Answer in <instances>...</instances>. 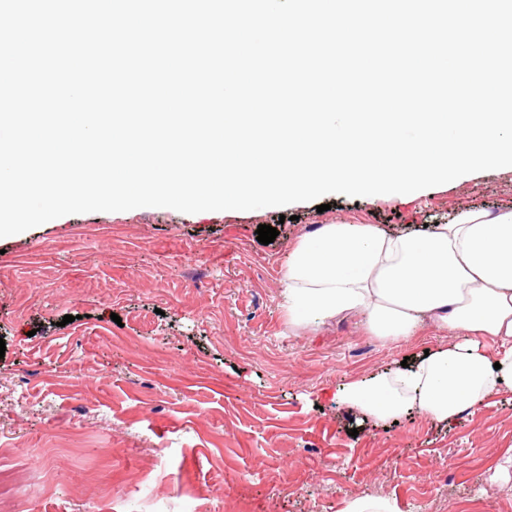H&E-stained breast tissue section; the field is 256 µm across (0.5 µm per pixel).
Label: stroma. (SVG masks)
I'll use <instances>...</instances> for the list:
<instances>
[{
	"label": "stroma",
	"mask_w": 512,
	"mask_h": 512,
	"mask_svg": "<svg viewBox=\"0 0 512 512\" xmlns=\"http://www.w3.org/2000/svg\"><path fill=\"white\" fill-rule=\"evenodd\" d=\"M321 202L69 214L0 238V512H339L360 496L512 512L511 391L448 424L316 408L451 337L426 324L388 343L355 313L294 327L280 282L325 224L414 232L511 208L512 169Z\"/></svg>",
	"instance_id": "obj_1"
}]
</instances>
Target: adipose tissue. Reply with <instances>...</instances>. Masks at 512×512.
<instances>
[{
  "instance_id": "ef3b65f1",
  "label": "adipose tissue",
  "mask_w": 512,
  "mask_h": 512,
  "mask_svg": "<svg viewBox=\"0 0 512 512\" xmlns=\"http://www.w3.org/2000/svg\"><path fill=\"white\" fill-rule=\"evenodd\" d=\"M293 325L362 313L390 342L423 321L452 332L447 345L317 394L384 424L419 412L436 423L474 414L512 390V209L464 210L426 233L326 224L290 251L281 273ZM495 340V353L485 349Z\"/></svg>"
}]
</instances>
